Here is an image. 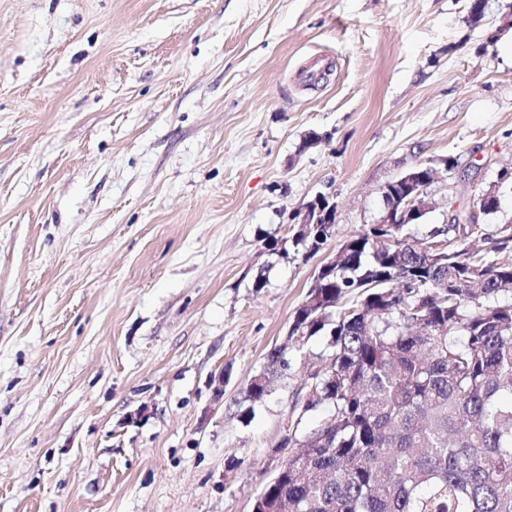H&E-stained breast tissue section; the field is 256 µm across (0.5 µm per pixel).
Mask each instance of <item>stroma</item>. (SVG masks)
Listing matches in <instances>:
<instances>
[{"label": "stroma", "mask_w": 512, "mask_h": 512, "mask_svg": "<svg viewBox=\"0 0 512 512\" xmlns=\"http://www.w3.org/2000/svg\"><path fill=\"white\" fill-rule=\"evenodd\" d=\"M505 3L0 0V512H252L331 411L288 331L381 187L452 156L410 238L512 225ZM319 192L333 238L270 250ZM285 356V350L281 347H276L270 351L268 355V364L265 371L256 375L268 381V386L266 390H264V388H261L259 392H253L249 394V398L253 402L261 401L268 394L271 381L275 376H277L280 370L284 369L283 366L286 363Z\"/></svg>", "instance_id": "35a3bbf8"}]
</instances>
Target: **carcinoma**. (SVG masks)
I'll use <instances>...</instances> for the list:
<instances>
[{
	"mask_svg": "<svg viewBox=\"0 0 512 512\" xmlns=\"http://www.w3.org/2000/svg\"><path fill=\"white\" fill-rule=\"evenodd\" d=\"M404 224H370L315 282L299 340L330 336L304 405L334 412L291 433L288 470L252 512H512V260L457 242L430 259ZM401 272L415 287H396ZM272 349L260 377L285 364Z\"/></svg>",
	"mask_w": 512,
	"mask_h": 512,
	"instance_id": "carcinoma-1",
	"label": "carcinoma"
}]
</instances>
